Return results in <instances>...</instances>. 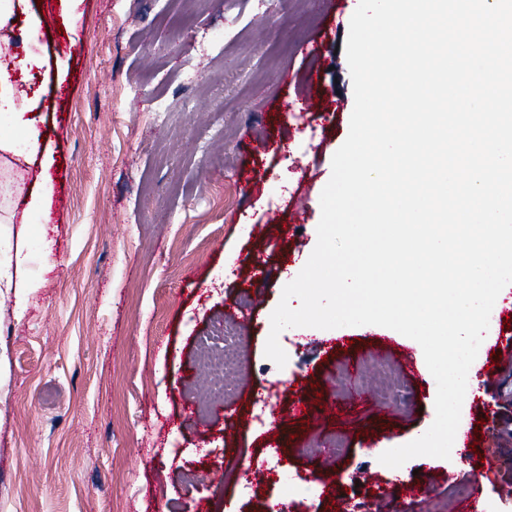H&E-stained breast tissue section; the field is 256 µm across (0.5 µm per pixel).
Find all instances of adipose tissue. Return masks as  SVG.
I'll return each instance as SVG.
<instances>
[{
    "mask_svg": "<svg viewBox=\"0 0 512 512\" xmlns=\"http://www.w3.org/2000/svg\"><path fill=\"white\" fill-rule=\"evenodd\" d=\"M26 18L29 34H37L42 19L31 13L29 0H0V289L14 292V313L23 315L29 297L40 286L27 277L34 255L50 258L53 249L44 230L55 192L49 170L53 158L44 148L36 117L25 108L28 92L19 80L36 60L19 56L13 41L14 25ZM38 166L32 188H25V174L14 168L13 159ZM37 225L38 231L14 242L6 227L11 223Z\"/></svg>",
    "mask_w": 512,
    "mask_h": 512,
    "instance_id": "1",
    "label": "adipose tissue"
}]
</instances>
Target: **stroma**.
<instances>
[{
  "instance_id": "stroma-1",
  "label": "stroma",
  "mask_w": 512,
  "mask_h": 512,
  "mask_svg": "<svg viewBox=\"0 0 512 512\" xmlns=\"http://www.w3.org/2000/svg\"><path fill=\"white\" fill-rule=\"evenodd\" d=\"M356 2L82 0L75 37L41 27L29 110L55 162L57 265L34 257L44 283L23 318L0 292V512H287L277 486L238 471L243 461L303 474L330 461L306 512L345 498L364 512H452L457 482L479 483L483 504L505 498L512 361L497 320L463 403L476 448L460 470L430 456L397 470L379 461L435 416L424 357L414 372L400 356L408 337L293 327L279 335L284 367L264 354L283 274L316 246L320 195L349 132ZM312 88L320 108L284 117L283 101ZM248 137L263 149L246 152ZM221 324L238 331L243 366L234 394L201 414L197 343ZM294 380L324 391L336 414L289 424L279 452L266 432ZM416 480L427 495L403 496Z\"/></svg>"
}]
</instances>
